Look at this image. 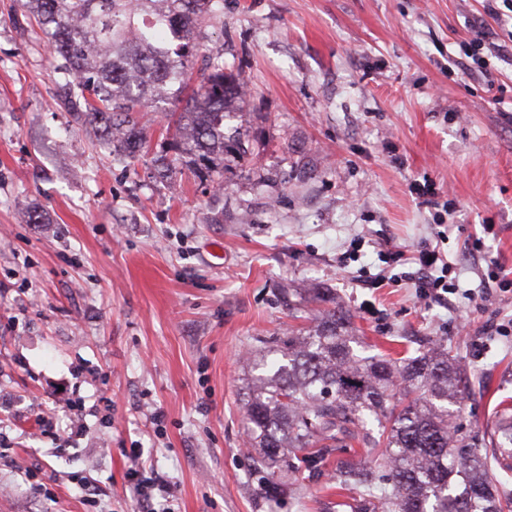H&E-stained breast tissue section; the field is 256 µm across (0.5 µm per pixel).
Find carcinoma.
I'll list each match as a JSON object with an SVG mask.
<instances>
[{"mask_svg": "<svg viewBox=\"0 0 512 512\" xmlns=\"http://www.w3.org/2000/svg\"><path fill=\"white\" fill-rule=\"evenodd\" d=\"M53 55L65 79L64 106L128 161L150 150L138 116L150 110L172 129L163 171L178 167L218 173L224 154L244 152L240 134L225 121L244 104L240 75L213 54L193 74L205 27L224 0H17ZM189 94L182 112L169 110ZM308 301L320 318L293 334L275 358H261L245 406L255 473L275 494L283 470L316 469L327 448L363 450L336 480L355 496L336 501V512H508L494 468L512 472V420L497 427L493 455L478 438L458 434L449 406L467 390L455 356L433 347L397 362L358 355L351 317L325 291ZM373 418L379 436L367 428Z\"/></svg>", "mask_w": 512, "mask_h": 512, "instance_id": "carcinoma-1", "label": "carcinoma"}]
</instances>
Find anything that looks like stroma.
Wrapping results in <instances>:
<instances>
[{
  "instance_id": "stroma-1",
  "label": "stroma",
  "mask_w": 512,
  "mask_h": 512,
  "mask_svg": "<svg viewBox=\"0 0 512 512\" xmlns=\"http://www.w3.org/2000/svg\"><path fill=\"white\" fill-rule=\"evenodd\" d=\"M483 12L224 0L205 45L246 82L234 124L249 146L225 157L217 196L186 169L158 180L152 154L115 161L60 108L46 43L0 0V512H141L134 448L176 512H329L351 452L265 496L246 448L244 356L307 325L295 288L335 293L370 354L448 346L471 386L456 428L493 432L512 407V334L484 332L512 323V297L485 291L490 262L512 273V66L490 86L453 64ZM427 180L454 202L444 224L412 190ZM390 243L440 245L458 272L447 306L417 302L405 262L383 266ZM362 266L387 283L357 286Z\"/></svg>"
}]
</instances>
